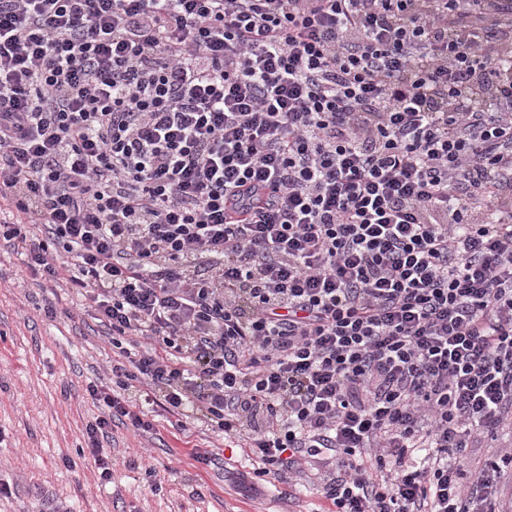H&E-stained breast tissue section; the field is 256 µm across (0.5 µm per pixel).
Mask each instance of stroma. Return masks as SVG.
<instances>
[{
  "instance_id": "obj_1",
  "label": "stroma",
  "mask_w": 512,
  "mask_h": 512,
  "mask_svg": "<svg viewBox=\"0 0 512 512\" xmlns=\"http://www.w3.org/2000/svg\"><path fill=\"white\" fill-rule=\"evenodd\" d=\"M71 308L67 290L23 276L20 257L0 248V473L15 482L0 512H325L322 495L295 480L240 493L249 461L194 417H157L147 434L113 423L101 441L112 480L101 483L86 449L97 415L88 388L116 350L107 326L68 317ZM196 450L211 452L210 464Z\"/></svg>"
}]
</instances>
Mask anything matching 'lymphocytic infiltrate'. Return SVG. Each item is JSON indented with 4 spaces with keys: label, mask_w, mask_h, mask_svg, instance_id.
I'll list each match as a JSON object with an SVG mask.
<instances>
[{
    "label": "lymphocytic infiltrate",
    "mask_w": 512,
    "mask_h": 512,
    "mask_svg": "<svg viewBox=\"0 0 512 512\" xmlns=\"http://www.w3.org/2000/svg\"><path fill=\"white\" fill-rule=\"evenodd\" d=\"M0 241L112 332L86 428L199 413L246 491L512 512V0H0ZM512 442V429L505 427L500 431L496 441L478 439L472 443V448H466L463 456L464 469L475 470L484 466L486 462L495 460L499 454V447Z\"/></svg>",
    "instance_id": "lymphocytic-infiltrate-1"
}]
</instances>
